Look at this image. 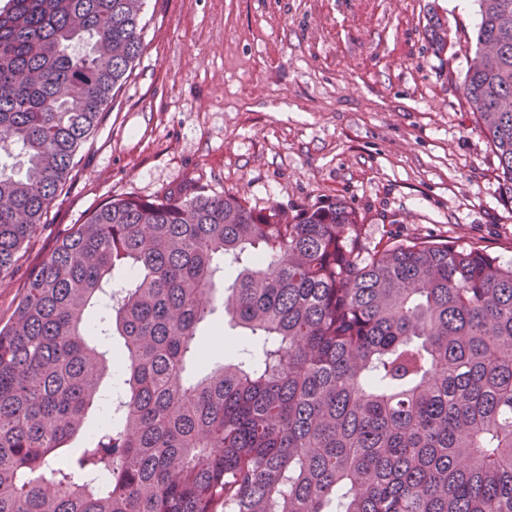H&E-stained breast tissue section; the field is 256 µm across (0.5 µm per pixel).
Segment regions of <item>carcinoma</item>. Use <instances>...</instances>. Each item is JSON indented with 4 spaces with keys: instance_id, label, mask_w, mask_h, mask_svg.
Here are the masks:
<instances>
[{
    "instance_id": "obj_1",
    "label": "carcinoma",
    "mask_w": 512,
    "mask_h": 512,
    "mask_svg": "<svg viewBox=\"0 0 512 512\" xmlns=\"http://www.w3.org/2000/svg\"><path fill=\"white\" fill-rule=\"evenodd\" d=\"M477 2L476 51L498 52L464 96L512 195V0ZM142 5L0 6V158H26L0 161V275L135 66ZM219 309L250 345L212 362L197 333ZM92 330L121 338L114 394ZM0 512H512V260L370 246L336 199L113 198L0 325Z\"/></svg>"
}]
</instances>
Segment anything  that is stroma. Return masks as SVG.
<instances>
[{
	"label": "stroma",
	"instance_id": "stroma-1",
	"mask_svg": "<svg viewBox=\"0 0 512 512\" xmlns=\"http://www.w3.org/2000/svg\"><path fill=\"white\" fill-rule=\"evenodd\" d=\"M144 17L131 75L0 277L1 322L55 239L125 194L204 186L259 209L339 198L371 243L512 259V201L463 90L476 0H145Z\"/></svg>",
	"mask_w": 512,
	"mask_h": 512
}]
</instances>
